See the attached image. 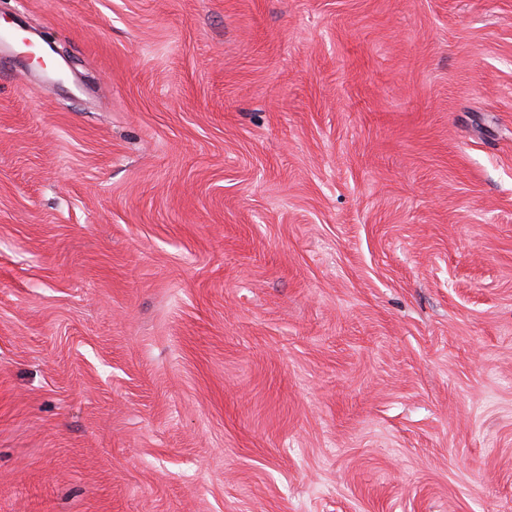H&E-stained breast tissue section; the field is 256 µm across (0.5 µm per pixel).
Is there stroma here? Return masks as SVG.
Here are the masks:
<instances>
[{"instance_id":"35a3bbf8","label":"stroma","mask_w":512,"mask_h":512,"mask_svg":"<svg viewBox=\"0 0 512 512\" xmlns=\"http://www.w3.org/2000/svg\"><path fill=\"white\" fill-rule=\"evenodd\" d=\"M0 512H512V0H0Z\"/></svg>"}]
</instances>
